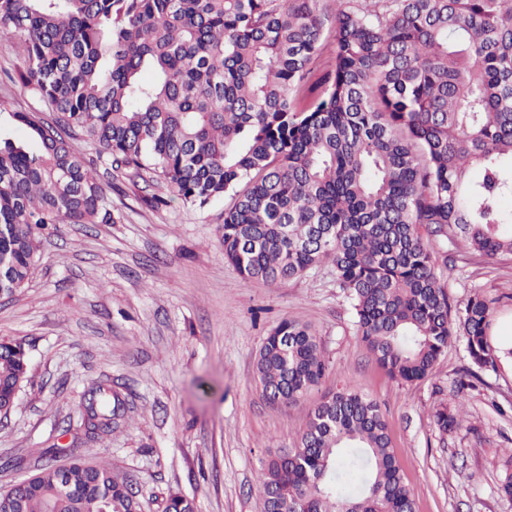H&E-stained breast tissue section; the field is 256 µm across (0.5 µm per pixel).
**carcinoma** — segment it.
Masks as SVG:
<instances>
[{"label":"carcinoma","mask_w":512,"mask_h":512,"mask_svg":"<svg viewBox=\"0 0 512 512\" xmlns=\"http://www.w3.org/2000/svg\"><path fill=\"white\" fill-rule=\"evenodd\" d=\"M0 38L22 40L9 80L48 109L10 113L38 150L0 136L1 288L28 284L50 225L112 223L99 165L187 206L230 198L221 244L247 283L330 261L394 380L425 378L458 335L480 370L512 356L492 341L494 301L453 307L427 247L460 234L490 259L512 255V0H0ZM21 350L0 342L6 414L29 382ZM328 368L312 328L286 318L255 376L267 403L295 405ZM80 410L93 439L128 425L107 380ZM434 418L446 433L463 423ZM259 484L262 512H414L379 405L357 391L322 395ZM130 486L105 462L45 463L0 493V512H138ZM164 512L195 505L171 493Z\"/></svg>","instance_id":"obj_1"}]
</instances>
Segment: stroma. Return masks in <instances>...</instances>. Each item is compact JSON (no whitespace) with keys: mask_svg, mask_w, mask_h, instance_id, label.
<instances>
[{"mask_svg":"<svg viewBox=\"0 0 512 512\" xmlns=\"http://www.w3.org/2000/svg\"><path fill=\"white\" fill-rule=\"evenodd\" d=\"M155 194L169 191L113 173L111 223L57 225L32 280L0 302V340L21 344L30 377L0 420V491L56 444L59 463L82 456L125 472L140 512H163L173 492L198 512H261V461L294 447L310 407L269 405L255 381L265 336L293 318L315 330L330 362L322 390L378 401L415 512H512L499 490L512 450V359L466 378L471 359L457 338L426 378L395 381L366 353L330 263L246 283L224 259V201L156 209ZM432 249L452 257L438 268L452 305L494 299L493 337L512 340V256L487 258L460 237ZM106 378L128 394L130 423L96 441L80 399ZM442 408L461 413L463 428L440 431Z\"/></svg>","mask_w":512,"mask_h":512,"instance_id":"obj_1","label":"stroma"}]
</instances>
